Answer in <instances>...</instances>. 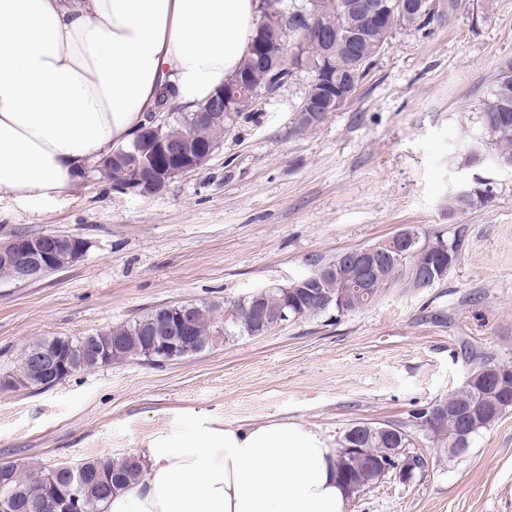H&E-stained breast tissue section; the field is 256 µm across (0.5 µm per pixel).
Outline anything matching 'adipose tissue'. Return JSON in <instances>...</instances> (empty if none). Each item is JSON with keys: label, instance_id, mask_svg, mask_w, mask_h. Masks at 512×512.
<instances>
[{"label": "adipose tissue", "instance_id": "adipose-tissue-1", "mask_svg": "<svg viewBox=\"0 0 512 512\" xmlns=\"http://www.w3.org/2000/svg\"><path fill=\"white\" fill-rule=\"evenodd\" d=\"M258 0H0V190L50 200L128 143L159 94L192 105L232 79ZM101 512H344L336 445L288 419L208 417L141 448Z\"/></svg>", "mask_w": 512, "mask_h": 512}]
</instances>
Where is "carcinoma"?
I'll return each instance as SVG.
<instances>
[{"mask_svg":"<svg viewBox=\"0 0 512 512\" xmlns=\"http://www.w3.org/2000/svg\"><path fill=\"white\" fill-rule=\"evenodd\" d=\"M421 8L413 12V16L403 17L400 12L393 11L388 16L384 25L364 34L360 40V56L358 60L350 59L348 53L342 49H336V54L330 61H325L320 50L313 46L304 52L303 59L311 70L315 71L325 66L339 76L357 72L356 79H361L366 66L371 59L389 45L392 33L411 27L424 29L434 22L430 6L433 0H416ZM353 0H317V7L323 18L342 33L353 34L361 27L359 16L349 8ZM295 60L283 58L280 61L279 72L268 69L267 65L254 53H249L244 59L238 73L248 75L250 79V94L246 96L235 115H240L249 110L258 101L273 94L289 80L292 66ZM479 110L482 112L483 124L486 133L494 146L495 156L512 162V63L505 70L497 69L492 77L487 94L480 100ZM195 111L180 110L169 118V123L164 127L168 135L181 137L184 134L194 136V144L200 148L212 151L219 147L221 137L224 135V124L206 123L200 125L194 120ZM134 145L129 144L112 152V156L118 160V165L112 167L109 177L112 185L123 186L129 183L126 177V168L135 162L133 153ZM309 262L317 266H331L337 268L336 277L323 284L325 291L332 296H338L344 291V285L349 280L353 267L339 262V256L325 258L315 256ZM427 262V256L422 253H408L407 256L395 261H388L383 265V277L376 290L373 299L369 303L382 296V294L396 283H405L410 288L418 287L414 276L415 270ZM282 295L278 287L263 288L240 298L235 302L223 305L219 302L200 303L197 305L198 317L195 327V342L185 355L202 352V349L212 346L217 340H230L236 336H263L276 329V325L258 328L251 317V305L255 302H268L275 304ZM367 303V304H369ZM367 304L359 303V308L367 307ZM335 307V302L328 304L319 299L303 298L300 306L295 310L297 318H311L325 313ZM156 336H165L167 332L161 322L158 310L152 309L136 319L120 325L99 330L87 336H78L69 339L72 345L81 344L87 340L95 339L103 345L110 347L112 341H117L116 349L110 351L108 360L101 358H88L74 370L88 371L113 362H121L133 357H144L151 362L161 360V356L151 352L146 345L145 336L148 333ZM497 395L490 389L467 385L461 390L448 395L444 402L450 407L470 406L472 408H487ZM459 428V417L450 414L435 420L430 425L429 432L438 443L450 447L448 455L456 456L452 450L454 439ZM362 436L358 439L359 447L364 449L361 454L351 449L353 442L348 436H343L342 444L337 449L336 469L341 479L356 477V472L363 471L375 463V459H386V454L392 448H413L414 437L408 432H401V438L382 440L372 434L368 424H362L359 428ZM9 477L0 475V497L11 496L23 503L29 499L40 497L48 491V486L32 480L31 473L24 471L23 466L9 463ZM45 472L55 471V482L59 485L81 486L82 495L88 498L95 507L94 512H100V503L112 495L124 490L136 483L142 473L141 461L134 456L114 459L109 457H97L78 465L66 462L54 463L43 467Z\"/></svg>","mask_w":512,"mask_h":512,"instance_id":"obj_1","label":"carcinoma"}]
</instances>
